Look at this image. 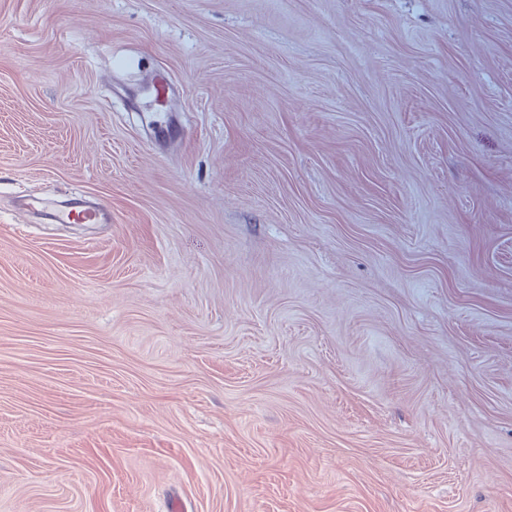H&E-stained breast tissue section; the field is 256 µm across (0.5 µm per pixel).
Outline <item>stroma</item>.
I'll list each match as a JSON object with an SVG mask.
<instances>
[{"label": "stroma", "instance_id": "1", "mask_svg": "<svg viewBox=\"0 0 512 512\" xmlns=\"http://www.w3.org/2000/svg\"><path fill=\"white\" fill-rule=\"evenodd\" d=\"M176 499L512 512V0H0V512ZM28 204L40 212L45 219L57 224H103L106 220L102 208L87 205L79 199L52 202L40 197H32Z\"/></svg>", "mask_w": 512, "mask_h": 512}]
</instances>
